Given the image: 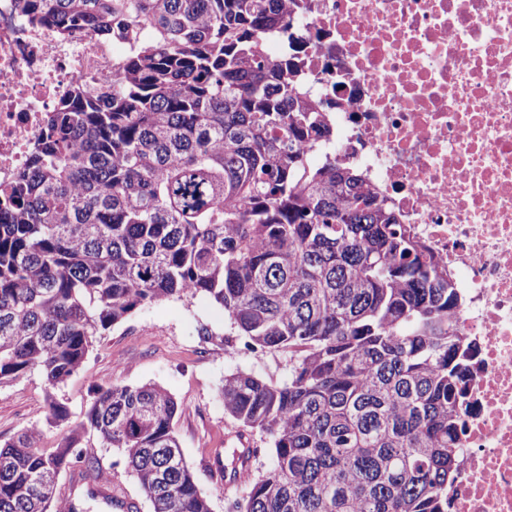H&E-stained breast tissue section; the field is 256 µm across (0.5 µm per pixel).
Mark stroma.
<instances>
[{
  "label": "stroma",
  "instance_id": "35a3bbf8",
  "mask_svg": "<svg viewBox=\"0 0 512 512\" xmlns=\"http://www.w3.org/2000/svg\"><path fill=\"white\" fill-rule=\"evenodd\" d=\"M246 344L224 309L207 298L138 307L97 337L82 366L63 386L49 388L35 369L0 384V443L22 430L35 429L41 432L44 446L54 447L69 429L86 423L95 389L155 384L180 404L173 429L211 512H235L252 480L273 468L274 458L268 436L256 431L251 439L258 453L248 479L232 489L211 479L210 468L232 450L231 438L240 429L225 412L219 389L225 376L232 373L282 383L292 368L287 354L260 348L249 352ZM54 399L67 410V420L61 426L48 422L49 403ZM90 454L111 474L113 486L131 495L140 512H151L135 479L127 473L120 450L100 446Z\"/></svg>",
  "mask_w": 512,
  "mask_h": 512
}]
</instances>
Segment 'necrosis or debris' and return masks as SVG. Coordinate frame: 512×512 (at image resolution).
<instances>
[{"mask_svg":"<svg viewBox=\"0 0 512 512\" xmlns=\"http://www.w3.org/2000/svg\"><path fill=\"white\" fill-rule=\"evenodd\" d=\"M301 90L329 152L387 198L448 272L477 353L448 512H512V0H292ZM118 46L29 23L0 0V184L77 86L111 88Z\"/></svg>","mask_w":512,"mask_h":512,"instance_id":"4bbe7bcc","label":"necrosis or debris"}]
</instances>
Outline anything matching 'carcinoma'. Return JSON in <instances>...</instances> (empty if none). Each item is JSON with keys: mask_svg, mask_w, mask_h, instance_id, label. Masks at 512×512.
I'll use <instances>...</instances> for the list:
<instances>
[{"mask_svg": "<svg viewBox=\"0 0 512 512\" xmlns=\"http://www.w3.org/2000/svg\"><path fill=\"white\" fill-rule=\"evenodd\" d=\"M34 25L119 42L112 91L78 88L16 181L0 187V384L37 368L57 388L139 306L207 297L288 381L224 378V410L269 435L276 464L240 512H448L475 346L462 297L359 170L304 145L326 107L274 60L289 0H18ZM177 400L98 388L57 446L0 444V512H51L84 453L123 452L151 512H211L185 462Z\"/></svg>", "mask_w": 512, "mask_h": 512, "instance_id": "carcinoma-1", "label": "carcinoma"}]
</instances>
